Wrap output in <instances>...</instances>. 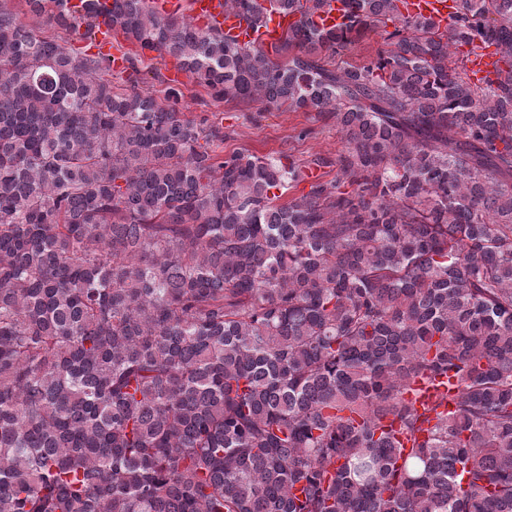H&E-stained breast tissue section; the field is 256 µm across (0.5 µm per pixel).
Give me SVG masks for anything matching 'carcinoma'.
Listing matches in <instances>:
<instances>
[{
    "mask_svg": "<svg viewBox=\"0 0 512 512\" xmlns=\"http://www.w3.org/2000/svg\"><path fill=\"white\" fill-rule=\"evenodd\" d=\"M275 2L305 19L271 53L147 0L112 27L219 100L333 114L336 177L283 203L298 166L224 156L179 90L0 8V512H512V0L442 32L397 0L332 29ZM463 42L505 66L471 84ZM417 378L456 394L419 412ZM383 30L384 28L368 30L358 42L347 49L338 51L334 57H329L326 60L335 62L336 66L345 61L353 64L363 63L369 56H374L377 49L384 47L386 35Z\"/></svg>",
    "mask_w": 512,
    "mask_h": 512,
    "instance_id": "carcinoma-1",
    "label": "carcinoma"
}]
</instances>
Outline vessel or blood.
I'll list each match as a JSON object with an SVG mask.
<instances>
[{"label": "vessel or blood", "instance_id": "obj_1", "mask_svg": "<svg viewBox=\"0 0 512 512\" xmlns=\"http://www.w3.org/2000/svg\"><path fill=\"white\" fill-rule=\"evenodd\" d=\"M460 4L461 0H401L399 10L404 16L426 19L434 28L441 30L458 13ZM150 6L161 18L189 9L199 28L220 32L230 42L265 49L276 45L282 32L302 19L298 11L274 9L256 23L227 9L224 0H150ZM65 8L78 16L92 13L97 46L103 55L109 57L112 69H124V54L112 47V0H65ZM344 11L343 0H325L323 8L315 11L311 20L317 26L331 28L342 21ZM461 51L465 55L468 78L473 83H483L485 76L495 72L499 65L496 47L487 46L473 51L465 45Z\"/></svg>", "mask_w": 512, "mask_h": 512}]
</instances>
